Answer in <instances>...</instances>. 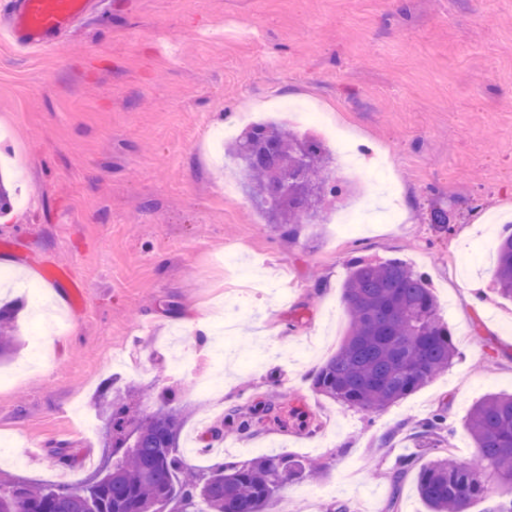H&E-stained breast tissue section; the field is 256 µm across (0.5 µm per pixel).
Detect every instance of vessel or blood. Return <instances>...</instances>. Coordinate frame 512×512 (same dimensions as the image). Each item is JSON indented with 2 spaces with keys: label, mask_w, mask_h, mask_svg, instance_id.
Instances as JSON below:
<instances>
[{
  "label": "vessel or blood",
  "mask_w": 512,
  "mask_h": 512,
  "mask_svg": "<svg viewBox=\"0 0 512 512\" xmlns=\"http://www.w3.org/2000/svg\"><path fill=\"white\" fill-rule=\"evenodd\" d=\"M93 6V0H0V14L7 16L8 33L19 48H45L71 30ZM48 279L62 288L67 301L82 299L83 285L69 268L53 267Z\"/></svg>",
  "instance_id": "obj_1"
}]
</instances>
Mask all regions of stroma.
<instances>
[{
  "mask_svg": "<svg viewBox=\"0 0 512 512\" xmlns=\"http://www.w3.org/2000/svg\"><path fill=\"white\" fill-rule=\"evenodd\" d=\"M283 101L327 111L324 126H294ZM295 128L331 153L339 191L297 240L283 238L248 196L216 132L251 123ZM0 175L17 194L0 214L1 296L20 301L17 346L30 320L65 314L48 362L0 387V439L15 460L0 470L42 480L40 465L69 460L72 487L104 462L107 432L87 442L69 417L94 413L107 379L184 411L181 445L199 415L259 414L251 435L225 434L220 457L290 452L318 462L319 478L285 484L273 512H426L415 474L413 423L436 410L442 442L464 462L476 450L463 426L486 394L512 393V302L494 282L495 254L464 271L456 257L495 243L512 220V0H100L97 13L43 50L0 40ZM443 208L447 224L431 221ZM406 260L427 277L457 355L433 381L378 414L316 392L311 372L334 353L348 316L351 260ZM69 267L85 284L65 308L47 280ZM237 307L242 350H264L256 370L224 368L218 402L190 377L224 340L197 345L192 324Z\"/></svg>",
  "mask_w": 512,
  "mask_h": 512,
  "instance_id": "1",
  "label": "stroma"
}]
</instances>
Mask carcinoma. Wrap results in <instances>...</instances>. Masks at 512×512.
I'll use <instances>...</instances> for the list:
<instances>
[{
	"label": "carcinoma",
	"instance_id": "obj_1",
	"mask_svg": "<svg viewBox=\"0 0 512 512\" xmlns=\"http://www.w3.org/2000/svg\"><path fill=\"white\" fill-rule=\"evenodd\" d=\"M250 196L281 236L293 239L299 226L321 212L331 186L330 159L317 141L276 124L258 123L232 145ZM497 293L512 301V230L496 243ZM348 333L338 350L312 373L313 388L342 406L378 413L406 398L447 369L456 355L451 333L438 316L429 281L400 259L351 263L343 286ZM20 303L0 302V358L15 349ZM173 392L161 391L147 408L140 391L102 387L98 406L107 417L112 460L98 480L77 488L0 478V512H271L288 481L302 482L308 462L287 452L198 469L180 450L183 414ZM477 448L465 465L436 455L419 468L416 491L428 512H469L479 500L512 512V394L491 393L466 416ZM253 418L233 410L223 430L245 435ZM449 431L434 413L413 427L414 438L430 442Z\"/></svg>",
	"mask_w": 512,
	"mask_h": 512
}]
</instances>
